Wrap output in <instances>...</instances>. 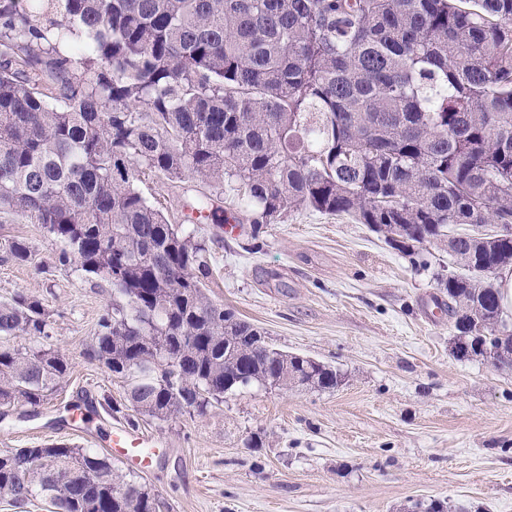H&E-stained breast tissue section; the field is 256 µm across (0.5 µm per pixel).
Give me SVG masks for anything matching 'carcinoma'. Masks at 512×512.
<instances>
[{
	"instance_id": "cac0c4a2",
	"label": "carcinoma",
	"mask_w": 512,
	"mask_h": 512,
	"mask_svg": "<svg viewBox=\"0 0 512 512\" xmlns=\"http://www.w3.org/2000/svg\"><path fill=\"white\" fill-rule=\"evenodd\" d=\"M192 178L214 224L229 186L259 234L311 208L366 224L401 253L462 266L453 348L512 369L492 275L512 237V0H0V223L37 224L112 289L88 351L128 382L138 415L204 418L244 386L334 390L337 369L253 337L216 303L205 241L171 223L142 178ZM32 260L24 239L5 245ZM25 340L15 347L10 342ZM49 314L0 303V415L39 408L71 363ZM57 512H158L107 456L59 442L0 452V496Z\"/></svg>"
}]
</instances>
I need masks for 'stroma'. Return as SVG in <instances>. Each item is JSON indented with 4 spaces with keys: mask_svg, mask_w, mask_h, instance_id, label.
I'll list each match as a JSON object with an SVG mask.
<instances>
[{
    "mask_svg": "<svg viewBox=\"0 0 512 512\" xmlns=\"http://www.w3.org/2000/svg\"><path fill=\"white\" fill-rule=\"evenodd\" d=\"M142 189L171 224L207 239L214 301L272 347L347 375L333 392L254 384L204 418H140L139 432L163 443L141 480L170 512H412L430 500L512 512V371L453 356L452 322L432 303L438 277L457 270L446 252L406 255L366 225L310 209L257 234L240 212L228 236L223 225L187 219L196 181ZM14 238L32 244L33 262L7 257ZM58 252L37 225L0 223V302L37 296L73 366L36 417L20 406L0 420V450L64 440L97 451L99 428L125 423L101 407L107 397L125 405V382L86 355L112 291L77 265L59 266ZM74 402L84 422L67 416Z\"/></svg>",
    "mask_w": 512,
    "mask_h": 512,
    "instance_id": "1",
    "label": "stroma"
}]
</instances>
